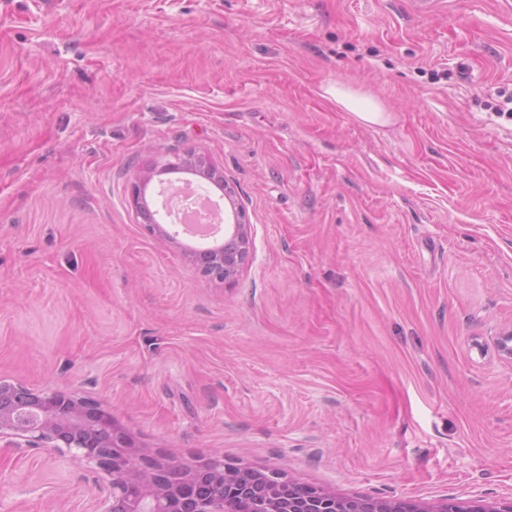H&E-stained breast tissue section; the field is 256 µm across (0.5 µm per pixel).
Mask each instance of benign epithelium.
Returning <instances> with one entry per match:
<instances>
[{"label": "benign epithelium", "mask_w": 512, "mask_h": 512, "mask_svg": "<svg viewBox=\"0 0 512 512\" xmlns=\"http://www.w3.org/2000/svg\"><path fill=\"white\" fill-rule=\"evenodd\" d=\"M151 171L134 177L130 202L140 206L141 183ZM246 214L237 210L224 225V245L213 246L210 268L214 280L232 282L249 256ZM501 360L512 366V329L494 337ZM11 438L14 448H50L73 453L112 476V492L100 499L95 512H235L220 497L231 484L260 502L274 498L291 483L278 471L221 461L184 465L141 454L128 434L117 427L97 404L62 391L34 390L0 380V439ZM272 512H399L398 501L386 498H349L314 487L305 503L288 499ZM414 512H512V498L471 505L456 500L416 504Z\"/></svg>", "instance_id": "1"}]
</instances>
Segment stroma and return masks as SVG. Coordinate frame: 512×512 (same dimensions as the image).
I'll return each mask as SVG.
<instances>
[{"mask_svg": "<svg viewBox=\"0 0 512 512\" xmlns=\"http://www.w3.org/2000/svg\"><path fill=\"white\" fill-rule=\"evenodd\" d=\"M191 148L251 226L230 284L130 204ZM510 327L512 0H0L1 379L165 461L507 500ZM111 483L0 442V512H94ZM336 104L346 112H351L361 123L369 126L386 125L391 115L385 106L375 98L367 96L345 83H336L325 91Z\"/></svg>", "mask_w": 512, "mask_h": 512, "instance_id": "obj_1", "label": "stroma"}]
</instances>
